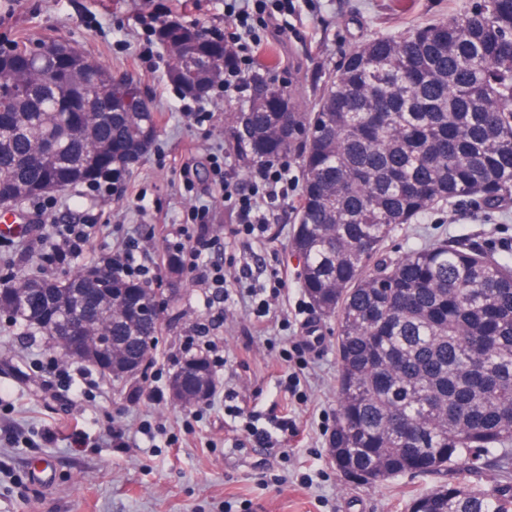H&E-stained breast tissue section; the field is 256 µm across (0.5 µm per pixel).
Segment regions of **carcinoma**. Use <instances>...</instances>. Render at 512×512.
<instances>
[{
    "label": "carcinoma",
    "instance_id": "obj_1",
    "mask_svg": "<svg viewBox=\"0 0 512 512\" xmlns=\"http://www.w3.org/2000/svg\"><path fill=\"white\" fill-rule=\"evenodd\" d=\"M167 78L195 99L222 76L211 62L224 34L163 21ZM61 57L52 73L10 94V82L40 63L25 45L0 49V178L15 203L36 202L48 184L67 188L117 180L149 154L159 133L150 100L131 112L125 90L95 62L77 74ZM248 77L250 95L224 113L257 165L298 154L303 175L290 250L313 307L336 320L339 363L328 454L345 479L366 486L400 476L478 472L481 456L512 447V264L475 246L435 241L392 260L383 245L395 227L479 196L488 209L512 199V0H476L453 20L373 37L346 53L310 112L272 81L276 62ZM108 293L86 268L48 278L25 268L0 277V309L36 331L112 336V382L150 353L159 317L136 306L149 285L116 278ZM168 392L180 405L203 383L209 362L188 357ZM404 512H512V474L503 462L489 489L442 482L410 498Z\"/></svg>",
    "mask_w": 512,
    "mask_h": 512
}]
</instances>
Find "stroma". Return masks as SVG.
Masks as SVG:
<instances>
[{
	"instance_id": "stroma-1",
	"label": "stroma",
	"mask_w": 512,
	"mask_h": 512,
	"mask_svg": "<svg viewBox=\"0 0 512 512\" xmlns=\"http://www.w3.org/2000/svg\"><path fill=\"white\" fill-rule=\"evenodd\" d=\"M229 0H0V45L61 39L112 73L139 81L159 112L153 151L121 183L79 185L68 193L22 205L31 228L0 237V256L13 264L41 260L44 274L62 276L117 253L139 237L167 289L161 332L145 372L114 388L86 362L70 361L68 376L49 372L55 355L40 335L21 336L0 318V512H404L405 502L437 483L401 476L374 487L350 484L331 463L327 439L336 415V323L316 312L287 249L298 191H291L268 238L235 234L214 165L226 158L233 181L249 180V159L237 155L224 112L242 95L215 89L204 101L182 97L166 76L169 58L153 27L163 20L227 30ZM473 0H288L287 12L260 27L249 72L276 58L277 78L291 82L300 110L319 97L345 52L379 35L404 34L466 11ZM152 47L153 58L141 56ZM207 113L204 123L189 120ZM209 210L214 251L224 260L228 298L221 321L192 275L170 278L159 257L168 250L164 227L188 224ZM40 224H91L83 253L45 262L50 245ZM436 239L477 245L512 261V205L488 210L467 198L399 225L384 251L401 256ZM254 264L257 287L269 291V313L238 296L235 276ZM283 275L275 283L273 272ZM207 324L221 347L214 369L218 390L185 409L168 397L170 374L187 344ZM256 417L271 434L257 444L247 430ZM287 420V430L275 424ZM49 460L53 474L33 481L30 470Z\"/></svg>"
}]
</instances>
